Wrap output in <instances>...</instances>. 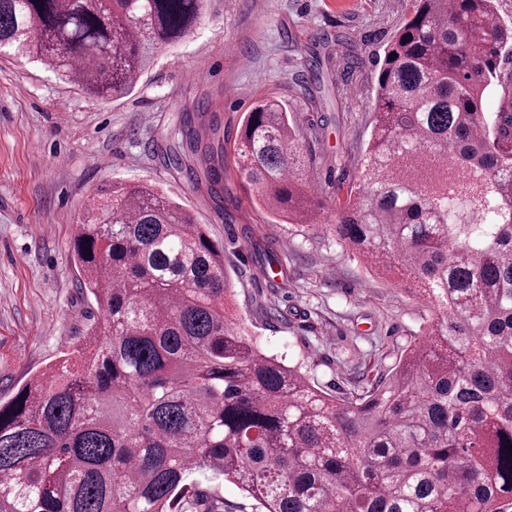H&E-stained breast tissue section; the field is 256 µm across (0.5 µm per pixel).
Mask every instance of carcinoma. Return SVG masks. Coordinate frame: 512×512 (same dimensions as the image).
<instances>
[{
  "instance_id": "carcinoma-1",
  "label": "carcinoma",
  "mask_w": 512,
  "mask_h": 512,
  "mask_svg": "<svg viewBox=\"0 0 512 512\" xmlns=\"http://www.w3.org/2000/svg\"><path fill=\"white\" fill-rule=\"evenodd\" d=\"M384 48L359 179L337 238L412 279L421 338L381 385L342 396L262 353L230 302L224 246L148 183L85 202L73 237L101 317L0 403V512H224V482L260 512H507L512 506V17L499 0H409ZM205 0H0V56L102 101L129 96ZM397 57L389 59V54ZM502 86L496 112L486 91ZM200 153L224 195V137ZM308 136L277 96L233 144L272 218L316 226ZM171 167L191 184L194 165ZM203 475L205 481L197 479Z\"/></svg>"
}]
</instances>
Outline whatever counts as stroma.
Wrapping results in <instances>:
<instances>
[{
  "instance_id": "1",
  "label": "stroma",
  "mask_w": 512,
  "mask_h": 512,
  "mask_svg": "<svg viewBox=\"0 0 512 512\" xmlns=\"http://www.w3.org/2000/svg\"><path fill=\"white\" fill-rule=\"evenodd\" d=\"M408 0H207L194 32L159 51L128 97L101 102L40 65L0 57V402L85 336L98 315L72 259L75 224L93 191L118 180L162 188L224 245L238 314L261 352L300 367L337 395L372 386L422 333L426 308L377 277L326 227L270 223L234 169L224 197L189 185L163 155L184 119L218 120L232 150L260 97L285 100L315 130L311 185L327 207L345 198L372 131L376 60ZM360 60L353 81L337 53ZM319 57L321 88L307 81ZM189 70L205 74L184 82ZM273 243L283 271L261 270Z\"/></svg>"
}]
</instances>
